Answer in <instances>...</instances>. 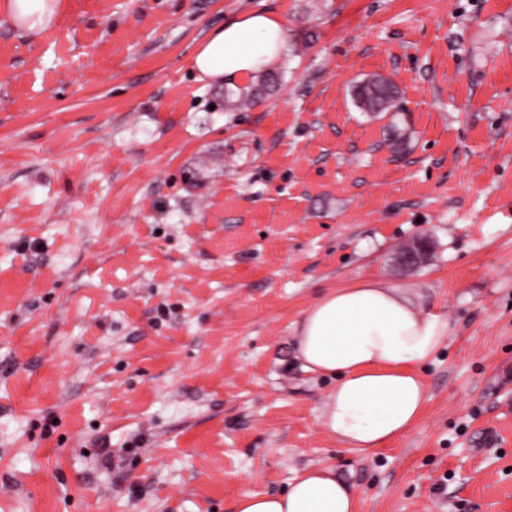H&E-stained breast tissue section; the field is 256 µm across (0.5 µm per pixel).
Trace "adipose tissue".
<instances>
[{"instance_id":"1","label":"adipose tissue","mask_w":512,"mask_h":512,"mask_svg":"<svg viewBox=\"0 0 512 512\" xmlns=\"http://www.w3.org/2000/svg\"><path fill=\"white\" fill-rule=\"evenodd\" d=\"M285 38L279 17L251 13L211 33L195 51L194 69L211 80L249 75L273 60ZM443 334L437 315L372 280L310 305L295 327V356L305 372L335 382L322 411L328 433L361 451L406 434L426 401L419 370ZM235 512H356L355 493L335 467L324 466L298 473L282 493H242Z\"/></svg>"}]
</instances>
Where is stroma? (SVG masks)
<instances>
[{"mask_svg":"<svg viewBox=\"0 0 512 512\" xmlns=\"http://www.w3.org/2000/svg\"><path fill=\"white\" fill-rule=\"evenodd\" d=\"M258 10L284 77L230 112L256 76L193 55ZM365 279L446 325L368 453L294 354ZM326 465L356 512H512V0H0V512H234ZM356 100L366 112H385L395 106L397 92L388 80L378 77L364 86L362 83L355 89Z\"/></svg>","mask_w":512,"mask_h":512,"instance_id":"1","label":"stroma"}]
</instances>
